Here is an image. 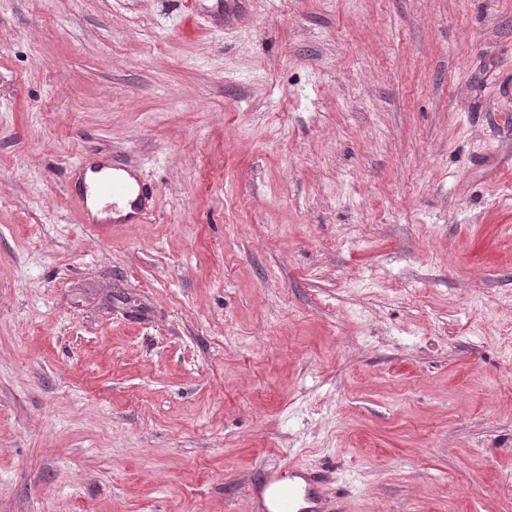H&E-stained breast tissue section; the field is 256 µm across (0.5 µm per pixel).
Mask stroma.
<instances>
[{
  "instance_id": "1",
  "label": "stroma",
  "mask_w": 512,
  "mask_h": 512,
  "mask_svg": "<svg viewBox=\"0 0 512 512\" xmlns=\"http://www.w3.org/2000/svg\"><path fill=\"white\" fill-rule=\"evenodd\" d=\"M213 4L0 0V512H512V0ZM131 166H117L112 164V175L102 177L95 185L94 192L99 199L104 201L108 207L112 208L113 224H135L142 222L145 217L153 210L152 198L143 190L140 183L137 185L127 181L120 172H126L130 175ZM128 205L132 213L121 214V207ZM253 496L257 512H326L323 478L291 466L267 470Z\"/></svg>"
}]
</instances>
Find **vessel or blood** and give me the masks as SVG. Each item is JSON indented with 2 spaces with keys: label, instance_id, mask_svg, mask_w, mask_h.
<instances>
[{
  "label": "vessel or blood",
  "instance_id": "obj_1",
  "mask_svg": "<svg viewBox=\"0 0 512 512\" xmlns=\"http://www.w3.org/2000/svg\"><path fill=\"white\" fill-rule=\"evenodd\" d=\"M94 192L110 207L121 224L142 222L152 211V198L141 185L127 181L120 166L102 177ZM256 512H325V485L321 476L298 468L266 471L254 485Z\"/></svg>",
  "mask_w": 512,
  "mask_h": 512
}]
</instances>
